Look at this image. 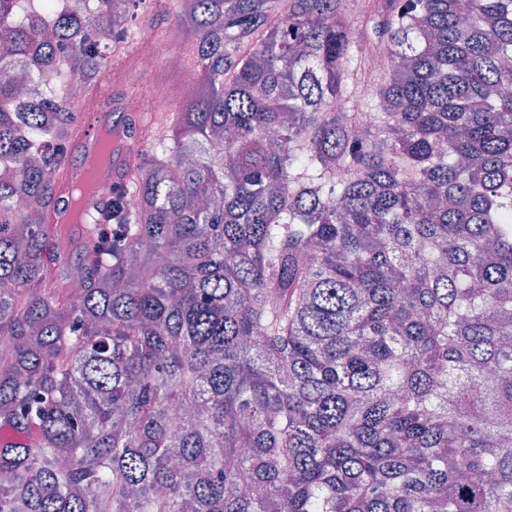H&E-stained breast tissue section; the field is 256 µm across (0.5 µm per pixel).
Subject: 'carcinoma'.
I'll list each match as a JSON object with an SVG mask.
<instances>
[{"mask_svg":"<svg viewBox=\"0 0 512 512\" xmlns=\"http://www.w3.org/2000/svg\"><path fill=\"white\" fill-rule=\"evenodd\" d=\"M130 2L0 0V512H512V0L359 34L351 0H185L194 90L73 294L70 100ZM81 174V166L67 168L65 174L58 182V197L60 203L58 211L53 215V222L56 224H68L70 221L69 198L73 183Z\"/></svg>","mask_w":512,"mask_h":512,"instance_id":"obj_1","label":"carcinoma"}]
</instances>
